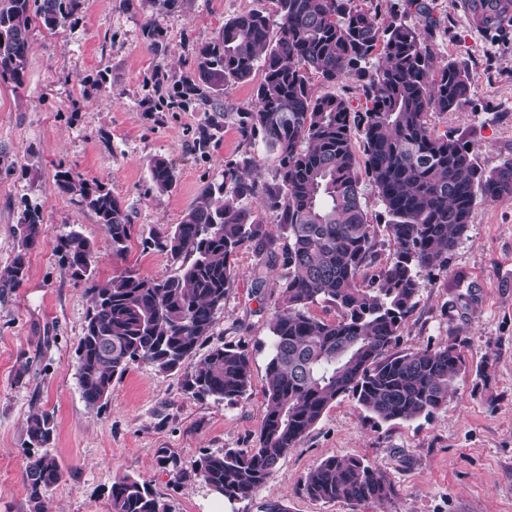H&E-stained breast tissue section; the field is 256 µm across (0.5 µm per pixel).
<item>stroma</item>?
I'll use <instances>...</instances> for the list:
<instances>
[{
  "instance_id": "obj_1",
  "label": "stroma",
  "mask_w": 512,
  "mask_h": 512,
  "mask_svg": "<svg viewBox=\"0 0 512 512\" xmlns=\"http://www.w3.org/2000/svg\"><path fill=\"white\" fill-rule=\"evenodd\" d=\"M426 3L440 22L434 53L461 62L471 82L457 111L431 113L429 123L493 170L512 156V25L490 32L473 24L462 0ZM274 9V0H183L173 10L160 0H82L55 30L32 23L23 85L0 80V271L18 251L14 229L25 207L38 208L47 229L27 256L23 283L0 288V512H30L22 478L30 453L26 424L44 410L56 425L45 451L63 470L44 512H108L112 483L124 475L150 485L172 512H265L271 503L283 512H512V202L476 201L447 268L419 273L417 306L400 329L397 350L453 338L466 361L455 393L430 418L376 425L344 396L252 496L228 500L199 480L175 484L173 465L190 467L207 451L253 447L259 432L269 324L283 270L267 269L264 288L255 289L258 257L250 247L234 256L236 280L210 343H230L249 355L244 399L187 395L191 359L169 373L131 364L102 410L89 409L81 396L75 349L91 301L56 245L70 232L82 233L95 246L101 282L128 267L163 279L174 267L165 255L143 250V233L178 223L204 184L222 181L226 162L253 158V177L274 180L272 155L242 138L234 121L235 113L253 109L261 71L225 89L220 114L204 105L183 108L152 81L157 71L187 74L198 47L225 20ZM149 18L163 32L153 48L144 29ZM212 122L209 149L195 150L197 127ZM155 157L176 167L170 191L151 186L148 164ZM61 166L105 184L128 208L136 233L124 257L113 256L93 213L54 190ZM360 181L383 265L391 260L384 207L369 177ZM329 456L369 460L392 481L394 496L358 505L307 497L305 474Z\"/></svg>"
}]
</instances>
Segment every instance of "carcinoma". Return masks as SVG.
Returning <instances> with one entry per match:
<instances>
[{
    "label": "carcinoma",
    "mask_w": 512,
    "mask_h": 512,
    "mask_svg": "<svg viewBox=\"0 0 512 512\" xmlns=\"http://www.w3.org/2000/svg\"><path fill=\"white\" fill-rule=\"evenodd\" d=\"M273 13L249 11L224 21L199 47L192 72L174 81L182 105L201 102L224 111L220 97L244 83L256 67L263 78L252 111L238 113V130L274 156L277 179L246 176L253 159L224 164V180L200 191L179 223L151 231L145 249L177 264L161 279L126 270L95 281L93 243L78 232L57 249L72 276L89 285L92 306L76 347L78 385L86 405L108 404L112 383L141 360L175 371L212 336L216 315L235 281L231 257L244 245L263 269L288 268L273 305L271 355L256 445L222 448L176 471V482L203 481L228 499L251 496L338 398L352 397L382 422L428 417L448 401L466 363L448 341L416 351H391L401 325L413 314L420 292L418 271L442 268L467 229L477 198L512 201V157L483 171L467 148L438 135L427 117L454 112L470 93L467 69L438 62L429 48L439 21L424 0H404L425 18L418 30L376 14L355 0H274ZM81 0H0V80L20 86L33 19L53 31L73 16ZM328 86L366 81L367 106L351 113L336 94H319L310 74ZM361 130L365 168L388 216L391 261L376 267L377 243L362 203L352 128ZM152 187L170 190L175 166L165 158L149 164ZM54 190L92 212L104 226L112 252L121 257L133 235L130 214L104 184L58 166ZM242 200L256 206L240 204ZM277 213L288 246L275 248L259 210ZM17 253L0 286L16 288L27 276L26 256L44 237L43 217L25 209L16 226ZM318 302L340 312L336 321L310 312ZM251 387L250 359L222 343L194 367L185 390L198 399L236 402ZM55 430L47 412L29 417L25 445L42 448ZM58 461L33 455L23 481L33 512L62 479ZM303 490L324 503L381 502L394 484L361 458L330 456L303 479ZM111 512H171L144 482L126 475L110 490Z\"/></svg>",
    "instance_id": "cac0c4a2"
}]
</instances>
